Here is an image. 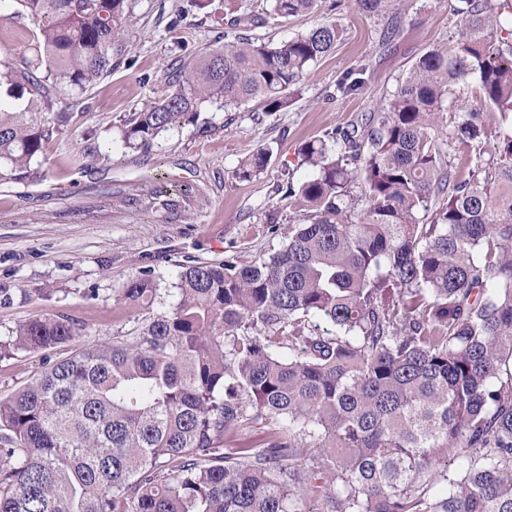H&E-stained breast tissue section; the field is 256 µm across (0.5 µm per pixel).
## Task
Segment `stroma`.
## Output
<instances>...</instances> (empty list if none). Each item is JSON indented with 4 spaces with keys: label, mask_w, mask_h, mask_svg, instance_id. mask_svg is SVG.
<instances>
[{
    "label": "stroma",
    "mask_w": 512,
    "mask_h": 512,
    "mask_svg": "<svg viewBox=\"0 0 512 512\" xmlns=\"http://www.w3.org/2000/svg\"><path fill=\"white\" fill-rule=\"evenodd\" d=\"M130 15L112 54V69L79 96L65 95L71 114L61 134L31 163L34 176L0 178V339L46 313L70 314L87 340L108 344L132 335L151 315L122 304L117 290L152 271L165 296L181 264L240 263L268 258L288 240L295 210L280 190L287 176L311 170L297 149L347 126L396 88L415 58L445 41L459 24L457 0H402L400 37L382 41L388 21L362 14L355 0H317L310 13L271 17L251 29L255 41H280L327 20L341 35L335 49L288 94L287 108L267 113L256 103L202 107L198 118L155 140L151 152H112L120 121L160 99L172 68L223 46L228 20L264 13L266 0H129ZM0 0V59L21 52L31 25ZM366 66L360 94L337 95V81ZM269 152L250 180L234 171L246 156ZM160 169L182 194L163 207L146 180ZM276 217L277 233L268 230ZM68 348L16 350L0 358V398L40 375Z\"/></svg>",
    "instance_id": "obj_1"
}]
</instances>
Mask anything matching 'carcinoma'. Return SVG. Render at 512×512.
Instances as JSON below:
<instances>
[{"instance_id": "1", "label": "carcinoma", "mask_w": 512, "mask_h": 512, "mask_svg": "<svg viewBox=\"0 0 512 512\" xmlns=\"http://www.w3.org/2000/svg\"><path fill=\"white\" fill-rule=\"evenodd\" d=\"M13 2L35 35L0 70L7 96L27 93L16 108L0 99V167L23 178L68 122L44 117L58 92L110 67L128 0ZM459 2L454 35L392 94L300 145L314 174L283 186L298 222L282 249L183 267L175 301L137 335L87 344L0 399V512H304L309 496L317 512H512V18L500 20L512 5ZM356 4L375 18L393 0ZM338 36L331 20L204 51L122 120L118 147L151 149L205 103L282 110ZM365 73L336 91L357 92ZM470 78L479 104L448 99ZM473 144L483 155L460 181L449 155ZM267 158L257 150L235 176ZM118 297L141 309L160 293L147 273ZM85 335L43 314L0 348ZM260 423L261 443L226 447Z\"/></svg>"}]
</instances>
